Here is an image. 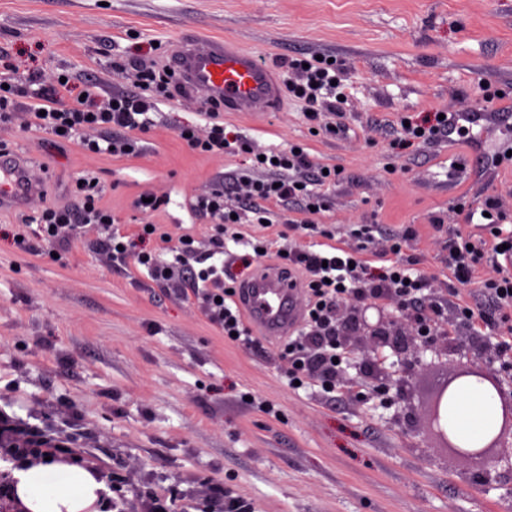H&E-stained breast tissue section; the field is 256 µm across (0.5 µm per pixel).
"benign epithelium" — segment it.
Segmentation results:
<instances>
[{
  "instance_id": "1",
  "label": "benign epithelium",
  "mask_w": 512,
  "mask_h": 512,
  "mask_svg": "<svg viewBox=\"0 0 512 512\" xmlns=\"http://www.w3.org/2000/svg\"><path fill=\"white\" fill-rule=\"evenodd\" d=\"M365 313L366 309L362 308L352 317V322L344 323L341 336L345 342L353 335L369 337L371 352L375 359L370 361L368 376L378 383V389L385 392L388 390V382L391 380L393 372L385 367L386 358L383 357L382 350L386 348L393 350L397 360L391 362V366L397 365L403 369L407 364V349L402 345V336L395 329V324L389 317L380 311L378 312L377 322L371 324L367 321ZM463 378H472L478 382L488 383L497 393L501 402V421L498 431L481 448L463 449L459 447L442 422L445 399H447L454 384ZM429 416L431 424L436 426L435 434L442 442L443 447L466 460L484 461L493 450L508 446L506 433L512 432V386L505 387L499 378L482 370L470 368L459 370L448 376V379L437 387L430 402Z\"/></svg>"
}]
</instances>
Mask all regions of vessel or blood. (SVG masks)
I'll return each instance as SVG.
<instances>
[{"mask_svg":"<svg viewBox=\"0 0 512 512\" xmlns=\"http://www.w3.org/2000/svg\"><path fill=\"white\" fill-rule=\"evenodd\" d=\"M170 64L192 95L222 100L225 111L256 116L281 105L274 73L231 41L183 42L171 52ZM42 181L17 153H0V210L34 209ZM238 297L253 328L273 341L293 335L307 310L301 288L277 267H263Z\"/></svg>","mask_w":512,"mask_h":512,"instance_id":"obj_1","label":"vessel or blood"}]
</instances>
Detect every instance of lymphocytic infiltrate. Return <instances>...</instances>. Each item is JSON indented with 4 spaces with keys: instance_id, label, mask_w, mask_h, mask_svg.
I'll use <instances>...</instances> for the list:
<instances>
[{
    "instance_id": "1",
    "label": "lymphocytic infiltrate",
    "mask_w": 512,
    "mask_h": 512,
    "mask_svg": "<svg viewBox=\"0 0 512 512\" xmlns=\"http://www.w3.org/2000/svg\"><path fill=\"white\" fill-rule=\"evenodd\" d=\"M302 81L290 88L303 100L307 112L317 106L341 113V99L324 61H292ZM15 69L5 66L0 71V124L11 122L19 108L18 99L29 96L28 123L36 129L56 136L58 141H76L92 154L128 156L136 151L139 134L147 132L155 121L159 97H174L180 88L171 74L164 70L147 69L141 72L137 91L108 92L98 82L89 80L81 93H74L70 82H55L39 92L25 94L22 84L14 80ZM205 133L195 125L180 127L194 151L206 155H221L231 148L224 132V120L218 105H209ZM469 137V127L458 118H444L424 127H403L394 144L399 148L412 146L414 141L433 142L442 138ZM265 177L250 181V193L241 198L233 210H226L224 198L232 186L242 181V174L222 179L217 188L191 201L194 214L210 218L213 229L204 240L193 234H182L172 260H164L158 248L148 242L159 239L168 242L169 236L159 225L123 235L113 226L111 211L99 203L101 185L95 175L83 177L75 188V201L70 206H48L26 216L27 225H36L35 234L26 228L19 230L17 249L25 253L40 250L43 244L93 235L98 254L110 267H122L127 258H135L148 269L153 282L167 288L196 289L200 308L209 321L224 334L235 335L238 344L257 348L249 333L240 308L231 302L229 292L235 276L225 265L228 243L246 241L243 233L233 231L235 220L252 218L254 223L270 219L272 205L298 207L301 211L322 209L325 199L318 186L335 181L338 169L314 167L305 152L274 151L272 158L261 160ZM490 239L473 238L461 229L448 232V267L455 281L475 285L472 302L457 303L452 299H433L430 284L424 275L414 274L416 258L393 261L377 272H369L358 251L340 248L313 249L295 235L285 241L265 236L251 242L252 250L283 254L288 267L300 271L308 292V311L296 336L278 351L288 366V379L300 384L320 387L326 403L340 404L348 387L339 383L338 376L348 362L346 346L336 334L342 306L351 299L360 302L396 304L400 313L413 320L418 330L427 336L442 334L447 315H454L457 325L471 336L482 337L484 332L498 335L502 356L512 357V235L491 227ZM484 266L494 274L475 281V272ZM68 459L80 462L81 457L69 442L55 439L7 414H0V512H22L11 493L12 472L27 464L45 459Z\"/></svg>"
}]
</instances>
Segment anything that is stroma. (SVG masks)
<instances>
[{
	"label": "stroma",
	"mask_w": 512,
	"mask_h": 512,
	"mask_svg": "<svg viewBox=\"0 0 512 512\" xmlns=\"http://www.w3.org/2000/svg\"><path fill=\"white\" fill-rule=\"evenodd\" d=\"M200 35L237 41L281 82L293 77L291 60H333L348 95L342 120L322 111L307 121L288 94L280 111L252 120L225 113L226 133L243 146L206 156L177 135L203 124L205 105L177 96L159 102L156 127L121 158L15 120L0 127V143L46 169L45 204L73 203L76 180L94 171L120 232L150 222L202 239L210 225L192 214L195 196L222 173L252 170L254 153L299 146L342 171L313 217L331 245L361 248L380 267L389 243L360 247L353 230H412L402 253L418 259L433 293L454 287L458 302L471 301L475 286H456L448 270L447 230L486 235L479 213L492 196L512 232V161L497 159L512 147V0H0V56L45 83L65 73L76 87L94 79L130 89L138 70ZM441 111L476 116L474 139L394 147L402 118ZM144 193L170 202L139 213ZM24 217L0 212V408L71 442L101 475L128 464L131 493H176L174 512H202L210 482L244 498L247 512H512V455L457 458L428 417L444 371L479 368L510 382L501 361L446 354L443 338L417 337L407 320L409 398L374 392L359 372L366 341L355 336L342 377L349 396L332 408L318 388L289 387L276 342L252 352L226 341L192 289L157 287L135 259L112 271L83 238L20 252L12 236ZM250 394L274 413L249 405Z\"/></svg>",
	"instance_id": "1"
}]
</instances>
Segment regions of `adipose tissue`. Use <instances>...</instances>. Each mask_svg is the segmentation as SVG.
<instances>
[{"label":"adipose tissue","mask_w":512,"mask_h":512,"mask_svg":"<svg viewBox=\"0 0 512 512\" xmlns=\"http://www.w3.org/2000/svg\"><path fill=\"white\" fill-rule=\"evenodd\" d=\"M500 415L497 394L469 384L449 400L445 421L463 446L473 447L496 429ZM14 478L24 512H100L106 488L98 471L67 462L28 465Z\"/></svg>","instance_id":"obj_1"}]
</instances>
